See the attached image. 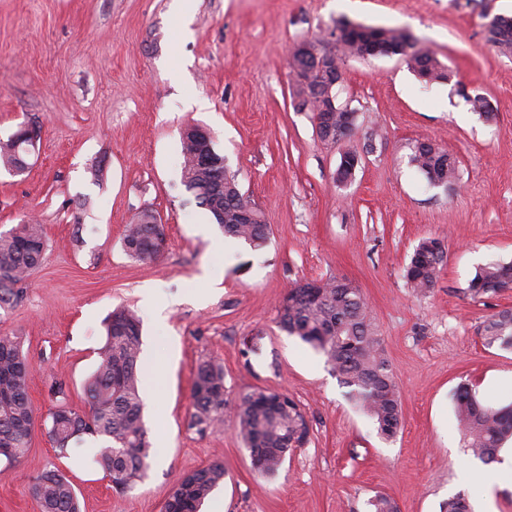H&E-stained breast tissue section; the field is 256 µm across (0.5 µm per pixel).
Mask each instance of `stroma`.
<instances>
[{"instance_id":"1","label":"stroma","mask_w":512,"mask_h":512,"mask_svg":"<svg viewBox=\"0 0 512 512\" xmlns=\"http://www.w3.org/2000/svg\"><path fill=\"white\" fill-rule=\"evenodd\" d=\"M173 0H0V142L25 123L39 138L20 175L0 167V232L41 224L46 251L24 298L0 309V333L23 338L36 409L32 447L13 467L0 459V512H40L32 480L59 468L80 512H163L184 473L219 460L224 481L200 512H370L384 493L400 512H439L462 494L472 512H512V485L484 486L483 463L462 444L453 395L472 383L479 401L512 403V350L481 336L512 292L472 298L476 270L512 261V56L486 42L485 13L512 16V0H192L182 34ZM407 30L449 79L425 83L397 56L349 58L336 87L357 111L354 134L322 140L298 110L291 49L326 44L337 23ZM485 97L492 118L469 97ZM210 130L245 197L270 226L259 249L227 236L181 183L180 130ZM431 141L457 163L448 189L409 164ZM359 164L335 179L343 153ZM144 210L166 225L157 261L130 259L127 224ZM441 239L446 260L426 296L407 287L419 242ZM346 278L366 297L399 385L402 420L390 440L361 414L323 355L277 324L289 288ZM167 306L157 320L143 303ZM137 311L142 354L163 375L144 377L150 468L132 490L60 459L44 423L63 382L86 410L103 321L117 305ZM224 366L230 404L255 389L288 394L310 440L275 477L261 476L237 435L189 429L198 363Z\"/></svg>"}]
</instances>
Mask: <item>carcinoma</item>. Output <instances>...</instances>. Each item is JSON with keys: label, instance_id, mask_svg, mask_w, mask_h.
I'll return each instance as SVG.
<instances>
[{"label": "carcinoma", "instance_id": "obj_1", "mask_svg": "<svg viewBox=\"0 0 512 512\" xmlns=\"http://www.w3.org/2000/svg\"><path fill=\"white\" fill-rule=\"evenodd\" d=\"M371 32L359 25L344 37L343 57H362L369 47ZM408 38L394 28L377 30V43L394 48ZM413 73L426 80L448 79L442 63L429 50L417 51L406 60ZM182 183L192 189L198 204L220 225L224 235L242 240L254 248L266 244L270 227L261 211L256 221L242 224L237 219L239 205L245 201L235 176L224 174L217 184L211 168L199 160L198 144L181 140ZM431 142L412 146L410 165L429 185H448L456 178L453 158ZM0 165L9 172L27 167L26 155L12 140L0 142ZM154 216L140 212L128 225L123 237L126 254L138 261H153L166 245V227L149 224ZM42 225L22 221L0 233V309L17 305L23 297L18 284L40 265L45 249ZM441 240L427 238L417 246L405 278L409 288L426 294L434 288L443 265ZM512 279V262L493 260L480 266L470 280L468 291L475 298L500 294ZM278 326L298 337L323 355L339 382L349 388V396L359 409L372 418L379 433L390 439L401 425V397L389 364L380 351L369 318L368 303L359 288L349 282H320V296L304 300L298 289L288 290L278 310ZM484 346L512 348V309L492 315L483 328ZM141 320L124 305L116 306L105 322V341L98 351V363L84 385L89 409L74 410L62 396V384L54 393L61 395L50 412L48 437L61 458H69L90 438L96 446L80 457L86 469L100 470L112 486L125 491L145 476L149 467L151 443L144 423V401L140 393L143 379L140 365ZM19 336L0 334V448L11 449L6 463L11 465L31 449L35 410L28 393L31 365L22 351ZM193 412L189 428L199 433L224 425L228 405L225 397L224 367L213 359L201 361L191 386ZM455 414L464 447L482 463L497 461L498 451L512 438V404L493 409L483 406L467 384L454 393ZM238 435L260 472L272 477L282 467L287 454L303 446L310 435L309 422L300 405L287 395L266 389L243 396L236 407ZM224 481V464L213 461L182 475L172 487L165 512H199L204 500ZM32 495L42 512H80L72 481L58 468L37 475ZM373 512H400L390 496L378 494L369 501Z\"/></svg>", "mask_w": 512, "mask_h": 512}]
</instances>
